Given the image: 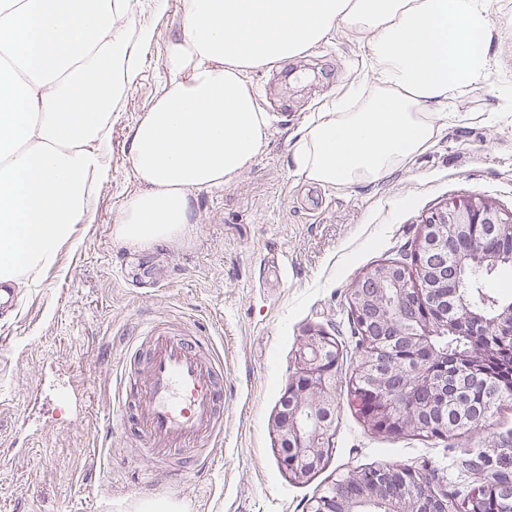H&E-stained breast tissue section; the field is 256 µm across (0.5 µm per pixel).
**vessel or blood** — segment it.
I'll use <instances>...</instances> for the list:
<instances>
[{
    "instance_id": "1",
    "label": "vessel or blood",
    "mask_w": 512,
    "mask_h": 512,
    "mask_svg": "<svg viewBox=\"0 0 512 512\" xmlns=\"http://www.w3.org/2000/svg\"><path fill=\"white\" fill-rule=\"evenodd\" d=\"M149 361L134 392L136 412L117 400L119 419L134 416L154 467L178 457L185 469L214 462L212 447L224 434V365L199 338L153 332Z\"/></svg>"
}]
</instances>
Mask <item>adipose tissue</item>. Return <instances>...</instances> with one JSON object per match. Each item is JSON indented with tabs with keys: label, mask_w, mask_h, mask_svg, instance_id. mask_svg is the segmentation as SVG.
<instances>
[{
	"label": "adipose tissue",
	"mask_w": 512,
	"mask_h": 512,
	"mask_svg": "<svg viewBox=\"0 0 512 512\" xmlns=\"http://www.w3.org/2000/svg\"><path fill=\"white\" fill-rule=\"evenodd\" d=\"M129 0H0V283L39 271L109 177L112 114L153 33ZM365 36L371 80L311 113L295 171L320 185L372 184L428 147L443 102L492 68L490 0H183L163 91L132 130L140 184L118 239L150 248L195 223L194 192L262 154L269 116L244 79L303 55L336 27Z\"/></svg>",
	"instance_id": "obj_1"
}]
</instances>
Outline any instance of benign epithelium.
Returning a JSON list of instances; mask_svg holds the SVG:
<instances>
[{"label": "benign epithelium", "mask_w": 512, "mask_h": 512, "mask_svg": "<svg viewBox=\"0 0 512 512\" xmlns=\"http://www.w3.org/2000/svg\"><path fill=\"white\" fill-rule=\"evenodd\" d=\"M506 242H512V212L489 198H460L425 218L411 265L387 263L357 279L350 309L366 344L352 403L373 429L409 430L393 401L406 394L419 398L414 429L446 433L448 404L462 411L468 388L488 384L487 358H449L439 350L438 338L461 332L483 337L490 331L512 338L511 302L496 304L486 316L465 294L467 268H496L503 262L497 245ZM338 357L333 336L306 330L295 354L296 372L273 418L280 464L299 481L311 477L332 451ZM416 475L390 465L361 471L344 479L357 492L328 491L312 502L310 512H366L372 501L381 512H458L447 490L423 492Z\"/></svg>", "instance_id": "1"}]
</instances>
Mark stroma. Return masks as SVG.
<instances>
[{"mask_svg":"<svg viewBox=\"0 0 512 512\" xmlns=\"http://www.w3.org/2000/svg\"><path fill=\"white\" fill-rule=\"evenodd\" d=\"M129 24L151 25L140 72L112 115L110 177L54 261L19 286L21 314H0V512H307L349 474L376 465L433 467L456 501L475 474L512 473V399L483 427L441 441L372 429L349 400L362 358L349 292L366 270L410 258L430 212L457 197L491 198L512 212V0H491L495 65L455 101L423 152L372 185L320 186L294 171L291 147L306 118L370 78L364 41L339 29L309 50L246 78L270 115L266 147L233 182L196 192L198 224L140 249L114 225L139 188L134 125L160 93L182 0H130ZM181 324L224 359V439L204 470L156 472L132 425L109 422L127 345L154 320ZM336 340L333 450L307 482L279 461L271 420L307 328ZM45 390L79 393L84 415L33 406ZM31 416L28 429L15 416Z\"/></svg>","mask_w":512,"mask_h":512,"instance_id":"obj_1","label":"stroma"}]
</instances>
